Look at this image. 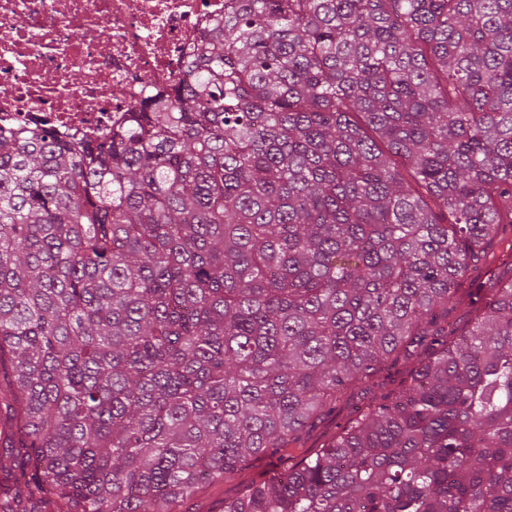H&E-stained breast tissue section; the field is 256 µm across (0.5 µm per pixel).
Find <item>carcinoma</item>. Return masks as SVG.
<instances>
[{"label":"carcinoma","instance_id":"carcinoma-1","mask_svg":"<svg viewBox=\"0 0 512 512\" xmlns=\"http://www.w3.org/2000/svg\"><path fill=\"white\" fill-rule=\"evenodd\" d=\"M158 84L0 135V512H512V0H229ZM350 407L340 406L336 412L328 416V418L321 425L311 429L305 438V448H319L324 440V432L328 428H333L336 423H343L348 415ZM283 465L278 455L262 462L247 463L234 481L206 486L187 502L174 505L172 512H224V498L235 496L243 485L256 480L261 473Z\"/></svg>","mask_w":512,"mask_h":512}]
</instances>
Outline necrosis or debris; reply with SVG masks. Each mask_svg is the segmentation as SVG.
<instances>
[{
  "mask_svg": "<svg viewBox=\"0 0 512 512\" xmlns=\"http://www.w3.org/2000/svg\"><path fill=\"white\" fill-rule=\"evenodd\" d=\"M227 0H0V131L110 133L180 75Z\"/></svg>",
  "mask_w": 512,
  "mask_h": 512,
  "instance_id": "1",
  "label": "necrosis or debris"
}]
</instances>
